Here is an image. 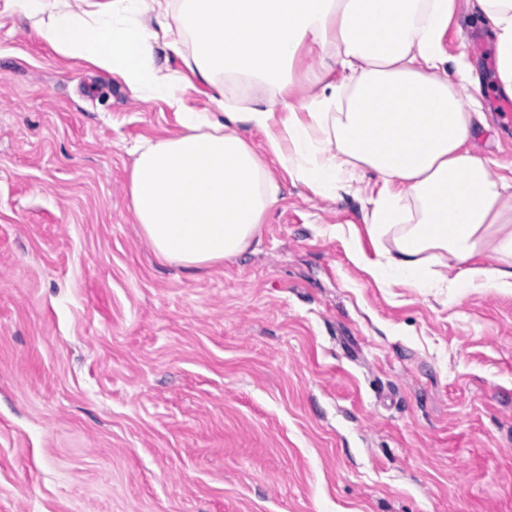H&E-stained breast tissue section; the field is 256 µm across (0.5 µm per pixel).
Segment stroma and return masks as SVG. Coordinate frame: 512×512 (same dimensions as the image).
<instances>
[{
  "label": "stroma",
  "instance_id": "35a3bbf8",
  "mask_svg": "<svg viewBox=\"0 0 512 512\" xmlns=\"http://www.w3.org/2000/svg\"><path fill=\"white\" fill-rule=\"evenodd\" d=\"M486 126L496 33L467 0ZM302 46L292 104L318 93ZM163 100L0 18V512H512V293L378 286L335 224L363 227L375 177L338 199L281 168L238 257L153 253L129 196L132 145L179 133Z\"/></svg>",
  "mask_w": 512,
  "mask_h": 512
}]
</instances>
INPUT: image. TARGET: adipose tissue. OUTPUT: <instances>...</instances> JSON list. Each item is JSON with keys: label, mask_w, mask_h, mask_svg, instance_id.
<instances>
[{"label": "adipose tissue", "mask_w": 512, "mask_h": 512, "mask_svg": "<svg viewBox=\"0 0 512 512\" xmlns=\"http://www.w3.org/2000/svg\"><path fill=\"white\" fill-rule=\"evenodd\" d=\"M456 0H0V16L26 18L37 38L119 75L144 101L174 109L177 135L137 143L129 193L154 253L198 268L243 252L280 187L241 136L267 135L278 164L317 196L336 198L363 171L370 196L367 255L354 262L381 284L512 292V176H493L467 143L484 115L467 63L448 77L441 41ZM497 35V72L512 98V0H473ZM192 37L190 77L158 65L156 51ZM325 60L301 110L269 99L224 106V78L282 86L303 45ZM210 108L186 106L187 91ZM493 265H484V258Z\"/></svg>", "instance_id": "1"}]
</instances>
